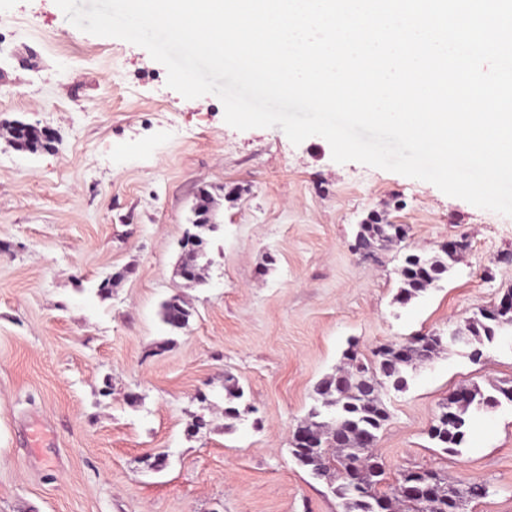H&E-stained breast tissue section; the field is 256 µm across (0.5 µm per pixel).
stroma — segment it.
<instances>
[{"label":"stroma","mask_w":512,"mask_h":512,"mask_svg":"<svg viewBox=\"0 0 512 512\" xmlns=\"http://www.w3.org/2000/svg\"><path fill=\"white\" fill-rule=\"evenodd\" d=\"M0 512H343L290 441L349 346L465 327L512 290V216L431 183L339 164L318 136L237 130L220 99L184 98L142 47L83 32L55 0H0ZM214 200L202 283L179 274L199 190ZM405 238L365 257L370 212ZM463 242L434 287L399 304L410 253ZM192 309L186 328L162 302ZM244 390L224 416V379ZM512 385V330L480 360L450 347L384 386L381 491L404 470L485 485L464 512H512V403L473 414L460 452L430 437L453 391ZM206 428L190 433L196 417ZM167 465L150 470L146 454ZM161 319L171 330L185 328L192 316L185 302L177 295L171 296L161 304Z\"/></svg>","instance_id":"obj_1"}]
</instances>
